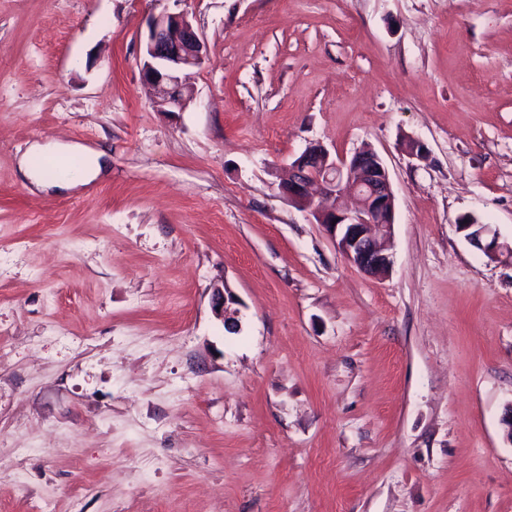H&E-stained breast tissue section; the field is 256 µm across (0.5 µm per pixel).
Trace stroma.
<instances>
[{
  "label": "stroma",
  "instance_id": "1",
  "mask_svg": "<svg viewBox=\"0 0 512 512\" xmlns=\"http://www.w3.org/2000/svg\"><path fill=\"white\" fill-rule=\"evenodd\" d=\"M164 11L208 48L173 116ZM36 142L108 164L39 191ZM313 144L383 159L387 275L281 191ZM466 214L512 243V0H0V512H512V259ZM206 59V44L187 13L162 12L148 21L141 79L153 91L163 112H183L193 100L187 71ZM457 225L461 231L467 232L465 234L466 238L487 258L491 260L498 259L504 249L512 256V244L508 248V246L500 243L498 234L492 232L488 224H479L475 217L464 216Z\"/></svg>",
  "mask_w": 512,
  "mask_h": 512
}]
</instances>
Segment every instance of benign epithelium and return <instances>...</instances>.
<instances>
[{"mask_svg": "<svg viewBox=\"0 0 512 512\" xmlns=\"http://www.w3.org/2000/svg\"><path fill=\"white\" fill-rule=\"evenodd\" d=\"M206 59V44L199 31L184 12H162L148 21V35L143 46L141 79L153 91L164 111H184L194 92L187 82V71L199 68ZM292 173L281 190L297 206L309 211L315 223L335 241L343 257L369 274H383L392 266L391 256L371 234L376 226L383 234L395 224V196L388 169L374 151H358L338 161L321 145H311L291 165ZM320 186V194L338 199L350 195L357 199L353 210L342 207L323 209L309 192ZM458 227L470 243L487 258H499L503 250L497 233L489 225L478 223L473 216H464ZM235 297L222 288L213 289L211 309L225 322Z\"/></svg>", "mask_w": 512, "mask_h": 512, "instance_id": "7a95c632", "label": "benign epithelium"}]
</instances>
